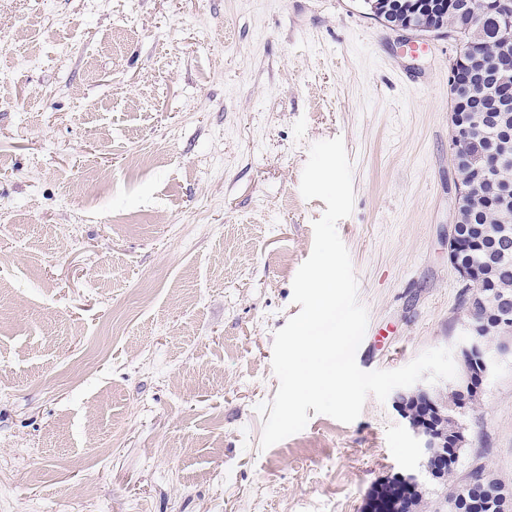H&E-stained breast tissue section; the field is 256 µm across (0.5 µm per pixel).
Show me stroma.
Listing matches in <instances>:
<instances>
[{
	"mask_svg": "<svg viewBox=\"0 0 512 512\" xmlns=\"http://www.w3.org/2000/svg\"><path fill=\"white\" fill-rule=\"evenodd\" d=\"M455 50L362 0H0V512H365L418 471L393 399L265 450L256 407L326 208L299 190L317 141L353 169L359 368L468 341ZM460 421L459 473L512 487V355Z\"/></svg>",
	"mask_w": 512,
	"mask_h": 512,
	"instance_id": "1",
	"label": "stroma"
}]
</instances>
